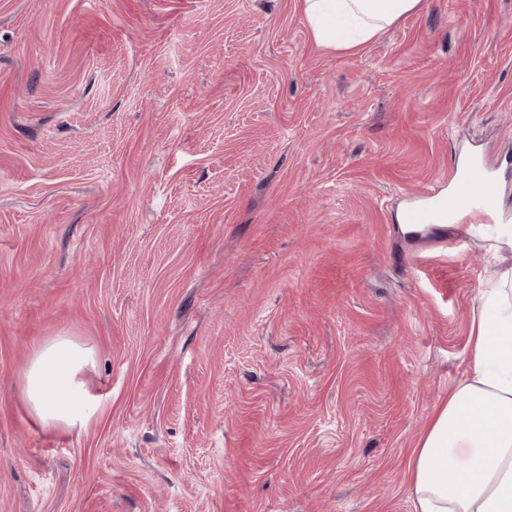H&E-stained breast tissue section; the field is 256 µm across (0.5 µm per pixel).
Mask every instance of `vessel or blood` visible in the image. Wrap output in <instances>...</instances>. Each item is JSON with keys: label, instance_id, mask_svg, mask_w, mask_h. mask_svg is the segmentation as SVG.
<instances>
[{"label": "vessel or blood", "instance_id": "1", "mask_svg": "<svg viewBox=\"0 0 512 512\" xmlns=\"http://www.w3.org/2000/svg\"><path fill=\"white\" fill-rule=\"evenodd\" d=\"M499 184L492 172L478 166L472 171L457 175L452 190L431 189L426 203L405 210V223L423 225L433 223L436 217H474L489 223L500 212Z\"/></svg>", "mask_w": 512, "mask_h": 512}]
</instances>
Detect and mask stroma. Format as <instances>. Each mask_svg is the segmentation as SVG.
<instances>
[{"label":"stroma","mask_w":512,"mask_h":512,"mask_svg":"<svg viewBox=\"0 0 512 512\" xmlns=\"http://www.w3.org/2000/svg\"><path fill=\"white\" fill-rule=\"evenodd\" d=\"M474 155L512 217V0L347 52L299 0H0V512H412L490 255L400 214ZM91 359L89 348L66 337H57L34 353L24 396L29 416L42 428L70 430L85 422L94 396L79 375Z\"/></svg>","instance_id":"35a3bbf8"}]
</instances>
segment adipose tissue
Returning a JSON list of instances; mask_svg holds the SVG:
<instances>
[{
  "instance_id": "ef3b65f1",
  "label": "adipose tissue",
  "mask_w": 512,
  "mask_h": 512,
  "mask_svg": "<svg viewBox=\"0 0 512 512\" xmlns=\"http://www.w3.org/2000/svg\"><path fill=\"white\" fill-rule=\"evenodd\" d=\"M316 45L358 47L422 0H300ZM89 348L55 338L25 375L30 417L42 428L83 424L94 397L80 380ZM413 512H512V267L478 291L465 377L449 388L421 434L410 465Z\"/></svg>"
}]
</instances>
